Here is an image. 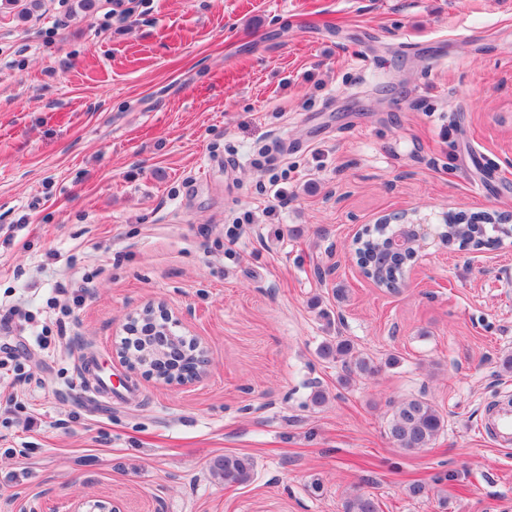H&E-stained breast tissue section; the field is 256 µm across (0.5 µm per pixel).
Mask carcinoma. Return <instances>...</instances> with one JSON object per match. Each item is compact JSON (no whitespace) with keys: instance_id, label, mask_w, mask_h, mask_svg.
I'll use <instances>...</instances> for the list:
<instances>
[{"instance_id":"obj_1","label":"carcinoma","mask_w":512,"mask_h":512,"mask_svg":"<svg viewBox=\"0 0 512 512\" xmlns=\"http://www.w3.org/2000/svg\"><path fill=\"white\" fill-rule=\"evenodd\" d=\"M449 232L453 240L464 246L498 244L499 224L492 221L491 214L477 213L469 217L452 218ZM372 264L379 268L385 287L395 289L402 279L404 262L395 256H371ZM319 354L327 359L342 358L353 366L354 371L372 375L378 372L373 361L359 354L347 339L327 340L320 347ZM445 417L428 398H405L397 403L388 422V434L397 447L416 452L429 447L442 433ZM211 470L226 485L248 482L253 472V461L246 455L226 454L213 461ZM347 512H379L374 499L357 496L347 506Z\"/></svg>"}]
</instances>
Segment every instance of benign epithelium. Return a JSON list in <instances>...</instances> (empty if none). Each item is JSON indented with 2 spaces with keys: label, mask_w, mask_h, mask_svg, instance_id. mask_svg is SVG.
Here are the masks:
<instances>
[{
  "label": "benign epithelium",
  "mask_w": 512,
  "mask_h": 512,
  "mask_svg": "<svg viewBox=\"0 0 512 512\" xmlns=\"http://www.w3.org/2000/svg\"><path fill=\"white\" fill-rule=\"evenodd\" d=\"M384 223L391 229L387 247L408 251L415 259L431 241L448 243L446 224H431L425 218H412L406 213L387 218ZM147 315L153 316L150 325L142 332L132 333ZM177 327L176 314L161 302L130 312L123 325L126 336L114 345L116 357L133 374L155 377L169 384L198 381L207 370L206 350L195 339L177 332ZM132 334L139 337L135 348L128 344Z\"/></svg>",
  "instance_id": "benign-epithelium-1"
}]
</instances>
